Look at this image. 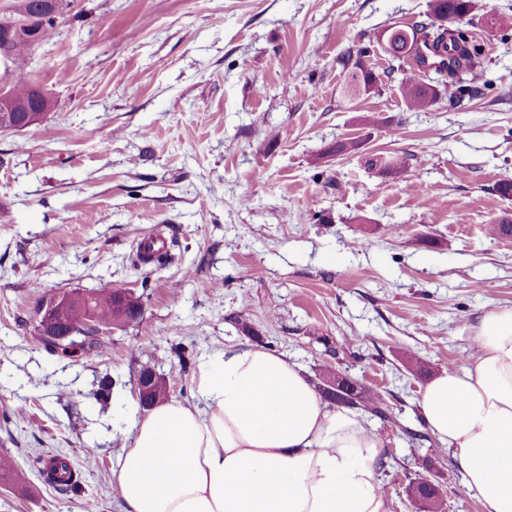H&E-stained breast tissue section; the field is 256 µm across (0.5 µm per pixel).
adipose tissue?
<instances>
[{
  "label": "adipose tissue",
  "instance_id": "obj_1",
  "mask_svg": "<svg viewBox=\"0 0 512 512\" xmlns=\"http://www.w3.org/2000/svg\"><path fill=\"white\" fill-rule=\"evenodd\" d=\"M475 341L472 362L428 381L420 414L483 512H512V310L489 311ZM195 388L198 405L169 399L132 418L120 512H390L380 438L288 357L218 349Z\"/></svg>",
  "mask_w": 512,
  "mask_h": 512
}]
</instances>
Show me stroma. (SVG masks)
<instances>
[{
    "mask_svg": "<svg viewBox=\"0 0 512 512\" xmlns=\"http://www.w3.org/2000/svg\"><path fill=\"white\" fill-rule=\"evenodd\" d=\"M474 2L479 94L414 112L394 78L348 95L336 60L364 48L381 74V32L429 0H70L33 52L51 110L0 133V454L17 463L0 512H119L139 372L192 406L199 360L224 347L381 391L392 512H421V477L442 512H482L453 453L402 434L430 377L475 357L483 316L512 310V240L485 233L512 214L496 191L512 180V28L487 23L512 0ZM152 235L171 261L132 267ZM103 288L141 296V318L103 330L102 355L47 352L45 299ZM44 450L72 460L78 492L32 467Z\"/></svg>",
    "mask_w": 512,
    "mask_h": 512,
    "instance_id": "obj_1",
    "label": "stroma"
}]
</instances>
